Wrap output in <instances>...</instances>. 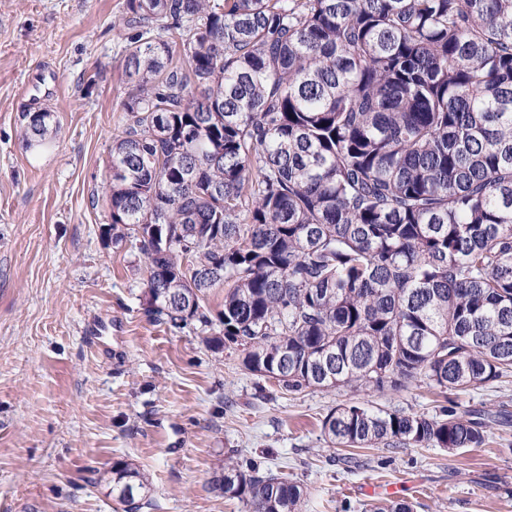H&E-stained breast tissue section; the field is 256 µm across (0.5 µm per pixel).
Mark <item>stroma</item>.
<instances>
[{
	"instance_id": "35a3bbf8",
	"label": "stroma",
	"mask_w": 512,
	"mask_h": 512,
	"mask_svg": "<svg viewBox=\"0 0 512 512\" xmlns=\"http://www.w3.org/2000/svg\"><path fill=\"white\" fill-rule=\"evenodd\" d=\"M125 0H0V512H121L97 480L123 460L150 477L143 512H244L209 480L232 454L288 474L301 512H364L394 497L415 512H512V424L479 448H357L338 458L321 422L369 403L428 416L426 384L384 391L278 390L214 348L199 325L151 320L145 263L114 242L100 202L129 92ZM51 142L28 147L27 114ZM512 415V376L455 394ZM51 113L47 110L36 113L34 118L31 116L30 121L24 126L22 137L29 147L43 144L47 138L53 133L49 119Z\"/></svg>"
}]
</instances>
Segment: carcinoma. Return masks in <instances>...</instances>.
<instances>
[{"label": "carcinoma", "mask_w": 512, "mask_h": 512, "mask_svg": "<svg viewBox=\"0 0 512 512\" xmlns=\"http://www.w3.org/2000/svg\"><path fill=\"white\" fill-rule=\"evenodd\" d=\"M115 26L133 89L103 201L153 315L219 323L290 394L424 382L446 399L512 373V0H125ZM321 428L338 448L487 437L455 404H342ZM220 477L246 512L306 496L250 460ZM107 485L125 512L150 491L125 461Z\"/></svg>", "instance_id": "obj_1"}]
</instances>
